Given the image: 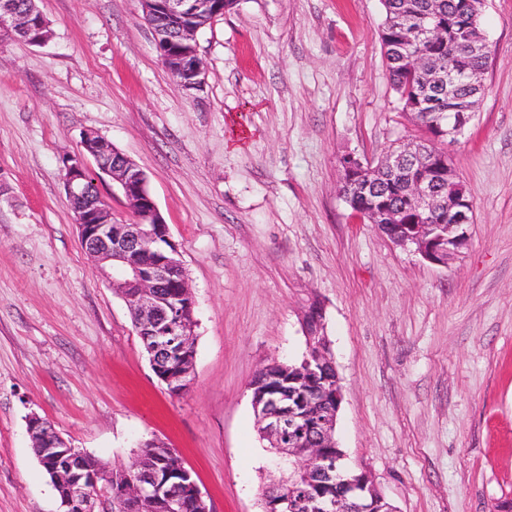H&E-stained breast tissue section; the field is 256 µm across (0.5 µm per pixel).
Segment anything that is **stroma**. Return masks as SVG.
Wrapping results in <instances>:
<instances>
[{
  "mask_svg": "<svg viewBox=\"0 0 512 512\" xmlns=\"http://www.w3.org/2000/svg\"><path fill=\"white\" fill-rule=\"evenodd\" d=\"M51 37L0 41V512H57L31 414L107 466L173 448L212 512H262L284 474L250 383L307 350L323 311L342 387L336 440L396 512H492L512 497V0H485L484 95L450 165L473 202L437 266L341 192V159L419 130L379 38L380 0H237L196 35L186 90L139 0H38ZM95 132L130 156L195 296L175 396L82 248L63 158Z\"/></svg>",
  "mask_w": 512,
  "mask_h": 512,
  "instance_id": "1",
  "label": "stroma"
}]
</instances>
